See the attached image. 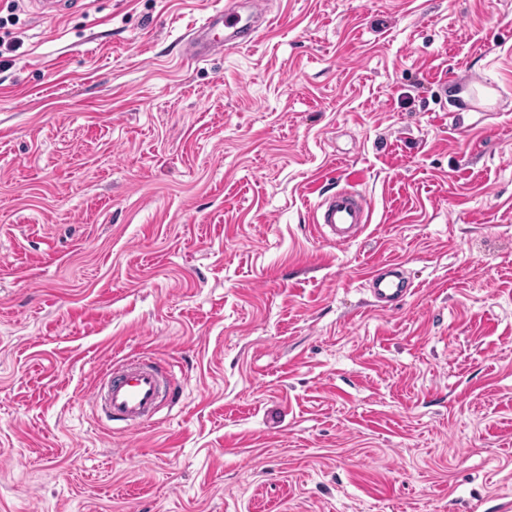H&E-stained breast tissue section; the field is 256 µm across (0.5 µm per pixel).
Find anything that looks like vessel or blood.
<instances>
[{"label": "vessel or blood", "instance_id": "obj_1", "mask_svg": "<svg viewBox=\"0 0 512 512\" xmlns=\"http://www.w3.org/2000/svg\"><path fill=\"white\" fill-rule=\"evenodd\" d=\"M245 8L214 11L184 38L187 53L197 59L226 46L247 44L269 30L272 17L268 0H245ZM312 221L329 230L333 241L348 244L370 221V208L359 192L344 188L320 194ZM368 288L381 309L399 306L412 293V283L399 262L376 264L367 273ZM173 382L171 372L154 361L136 357L110 365L94 394V402L109 422L134 430L154 421Z\"/></svg>", "mask_w": 512, "mask_h": 512}]
</instances>
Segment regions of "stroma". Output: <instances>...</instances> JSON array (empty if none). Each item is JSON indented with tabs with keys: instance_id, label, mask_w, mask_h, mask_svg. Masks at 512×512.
I'll return each instance as SVG.
<instances>
[{
	"instance_id": "1",
	"label": "stroma",
	"mask_w": 512,
	"mask_h": 512,
	"mask_svg": "<svg viewBox=\"0 0 512 512\" xmlns=\"http://www.w3.org/2000/svg\"><path fill=\"white\" fill-rule=\"evenodd\" d=\"M0 0V512L512 504V0ZM371 222L320 236V189ZM414 287L377 309L365 275ZM179 394L106 429V367ZM244 7L215 10L204 22L184 38L187 53L204 59L225 46L235 47L259 39L269 30L273 18L268 12V0H241ZM240 8H247L248 15L243 18ZM223 28L224 40L216 39L213 34ZM402 268L401 262L389 261L368 271L366 282L378 308L393 309L411 295L413 284Z\"/></svg>"
}]
</instances>
